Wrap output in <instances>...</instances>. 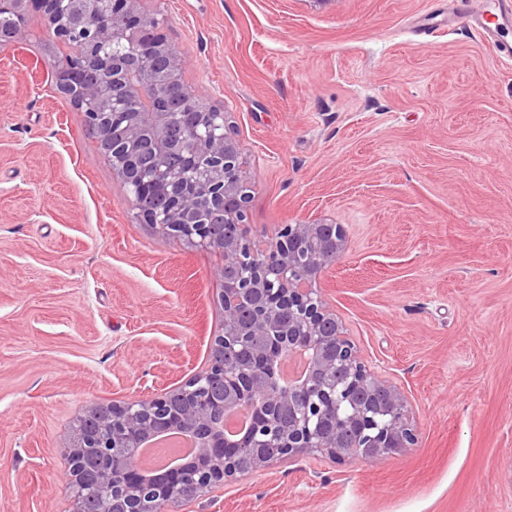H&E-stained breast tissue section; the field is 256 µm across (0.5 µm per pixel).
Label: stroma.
I'll return each instance as SVG.
<instances>
[{
  "label": "stroma",
  "mask_w": 512,
  "mask_h": 512,
  "mask_svg": "<svg viewBox=\"0 0 512 512\" xmlns=\"http://www.w3.org/2000/svg\"><path fill=\"white\" fill-rule=\"evenodd\" d=\"M474 3L142 0L227 114L258 244L344 225L323 293L421 432L378 464L286 461L173 512H512V67ZM26 26L0 47V512H73L78 418L203 369L224 284L218 253L140 221L54 86L68 48L40 12Z\"/></svg>",
  "instance_id": "stroma-1"
}]
</instances>
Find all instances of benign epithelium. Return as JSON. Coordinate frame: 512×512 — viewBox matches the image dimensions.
<instances>
[{"instance_id": "obj_1", "label": "benign epithelium", "mask_w": 512, "mask_h": 512, "mask_svg": "<svg viewBox=\"0 0 512 512\" xmlns=\"http://www.w3.org/2000/svg\"><path fill=\"white\" fill-rule=\"evenodd\" d=\"M16 17L40 12L61 42L80 38L83 58L55 67L57 90L106 139L114 175L133 187L137 217L223 259L224 335L206 369L157 396L94 405L63 453L75 512H146L157 486L175 501H200L238 477L286 459L380 462L418 447L407 393L361 356L320 287L346 249L342 224H284L265 249L246 224L249 182L224 113L199 111L184 63L158 34L144 33L141 0H0ZM18 23L3 46L25 41ZM309 355L281 388L279 361ZM247 406L248 432L224 439V415ZM178 431L197 444L180 465L142 474L138 449Z\"/></svg>"}]
</instances>
